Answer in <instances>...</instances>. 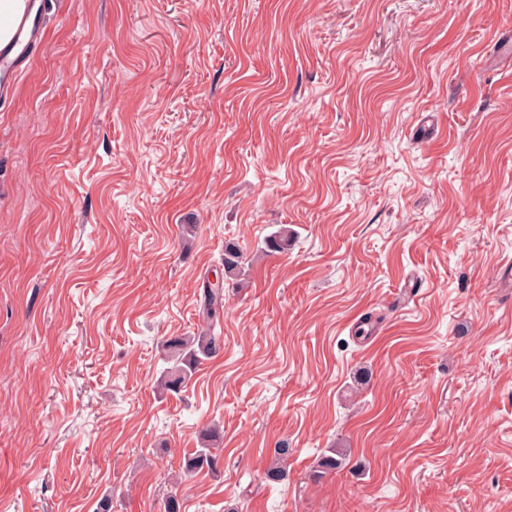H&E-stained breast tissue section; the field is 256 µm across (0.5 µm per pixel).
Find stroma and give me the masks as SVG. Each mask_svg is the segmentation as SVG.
<instances>
[{
	"mask_svg": "<svg viewBox=\"0 0 512 512\" xmlns=\"http://www.w3.org/2000/svg\"><path fill=\"white\" fill-rule=\"evenodd\" d=\"M30 3L0 98V512H507L512 0ZM228 241L224 350L158 394ZM212 423L221 477L172 488ZM40 36V27L31 14L24 15L19 21L13 41L9 47L0 49V77L3 74L2 92L13 89V80L22 61L29 60L33 48ZM222 261L225 278H231L241 270L242 266L247 262V258L236 243L227 242L224 245V258ZM291 449L284 446L274 448L273 459L266 471V478L270 482H278L288 476L287 460Z\"/></svg>",
	"mask_w": 512,
	"mask_h": 512,
	"instance_id": "stroma-1",
	"label": "stroma"
}]
</instances>
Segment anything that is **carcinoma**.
<instances>
[{
  "mask_svg": "<svg viewBox=\"0 0 512 512\" xmlns=\"http://www.w3.org/2000/svg\"><path fill=\"white\" fill-rule=\"evenodd\" d=\"M247 262L240 247L234 242L224 245V276L236 275ZM224 289L209 282L203 283L199 301L204 327L195 336H173L161 344L162 360L165 367L160 371L157 387L163 393L177 394L191 379L196 369L205 361L217 357L224 348L222 320L224 317ZM219 434L217 426L205 430L203 446L196 450L188 460L186 470L193 472L205 470L216 477L221 473V454L213 451L210 441ZM290 448L278 447L273 450V459L266 471L270 482H278L288 476L287 460ZM345 454L338 448H330L319 458L314 473L322 476L339 469L343 465Z\"/></svg>",
  "mask_w": 512,
  "mask_h": 512,
  "instance_id": "cac0c4a2",
  "label": "carcinoma"
}]
</instances>
